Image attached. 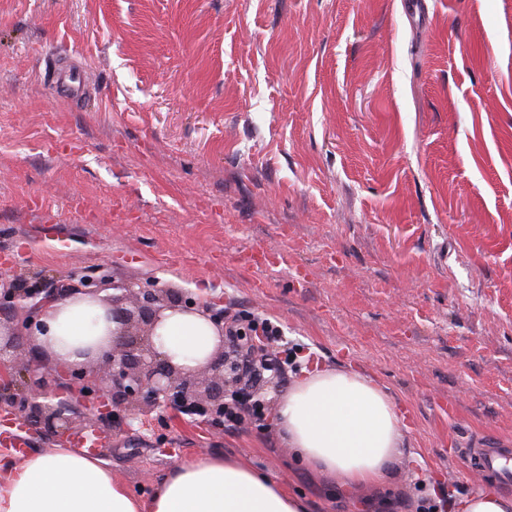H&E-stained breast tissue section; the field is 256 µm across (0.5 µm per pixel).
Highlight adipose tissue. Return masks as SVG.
Returning a JSON list of instances; mask_svg holds the SVG:
<instances>
[{
	"instance_id": "adipose-tissue-1",
	"label": "adipose tissue",
	"mask_w": 512,
	"mask_h": 512,
	"mask_svg": "<svg viewBox=\"0 0 512 512\" xmlns=\"http://www.w3.org/2000/svg\"><path fill=\"white\" fill-rule=\"evenodd\" d=\"M90 297L50 310L47 335L34 337L59 365L105 343L113 325ZM221 331L203 310H166L154 331L157 351L173 364L204 365ZM274 420L286 448L318 476L346 486H383L403 453L401 419L388 395L355 371L303 369L277 403ZM308 505L276 480L221 455L172 466L142 500L101 460L51 448L0 466V512H307Z\"/></svg>"
}]
</instances>
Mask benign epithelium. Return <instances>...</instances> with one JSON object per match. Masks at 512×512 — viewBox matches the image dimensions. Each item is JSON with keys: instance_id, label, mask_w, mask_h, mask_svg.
Listing matches in <instances>:
<instances>
[{"instance_id": "obj_1", "label": "benign epithelium", "mask_w": 512, "mask_h": 512, "mask_svg": "<svg viewBox=\"0 0 512 512\" xmlns=\"http://www.w3.org/2000/svg\"><path fill=\"white\" fill-rule=\"evenodd\" d=\"M106 276L82 288H4L0 300L23 312L20 325L0 336V412L15 416L62 440L87 430L131 422L162 407L199 408L217 418L224 396L239 384L235 354L220 349L203 367L189 371L157 353L153 335L163 311L188 310L194 302L168 288L136 282L112 287L103 299L115 325L112 338L84 362L61 373L47 367L48 355L28 345L33 331L47 330L53 303L74 295L99 296Z\"/></svg>"}]
</instances>
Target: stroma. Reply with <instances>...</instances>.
<instances>
[{"label": "stroma", "mask_w": 512, "mask_h": 512, "mask_svg": "<svg viewBox=\"0 0 512 512\" xmlns=\"http://www.w3.org/2000/svg\"><path fill=\"white\" fill-rule=\"evenodd\" d=\"M424 2L0 0V279L249 308L403 418L392 488L348 491L270 417L152 413L95 453L134 494L221 454L310 512H415L476 492L470 439L512 441V0ZM55 89L62 92H71L78 97L83 94L84 79L80 71L72 68L63 69L58 73L54 82Z\"/></svg>", "instance_id": "1"}]
</instances>
